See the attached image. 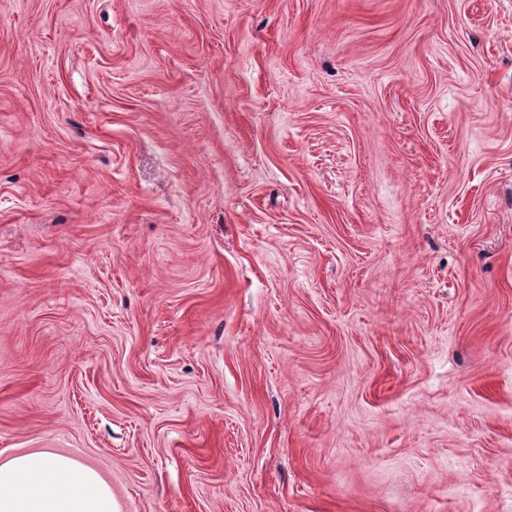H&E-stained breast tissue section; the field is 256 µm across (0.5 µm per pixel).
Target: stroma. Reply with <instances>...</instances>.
<instances>
[{"mask_svg":"<svg viewBox=\"0 0 512 512\" xmlns=\"http://www.w3.org/2000/svg\"><path fill=\"white\" fill-rule=\"evenodd\" d=\"M119 512H512V0H0V460Z\"/></svg>","mask_w":512,"mask_h":512,"instance_id":"stroma-1","label":"stroma"}]
</instances>
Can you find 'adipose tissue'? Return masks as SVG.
<instances>
[{"mask_svg":"<svg viewBox=\"0 0 512 512\" xmlns=\"http://www.w3.org/2000/svg\"><path fill=\"white\" fill-rule=\"evenodd\" d=\"M0 512H118V507L97 470L39 451L0 462Z\"/></svg>","mask_w":512,"mask_h":512,"instance_id":"1","label":"adipose tissue"}]
</instances>
